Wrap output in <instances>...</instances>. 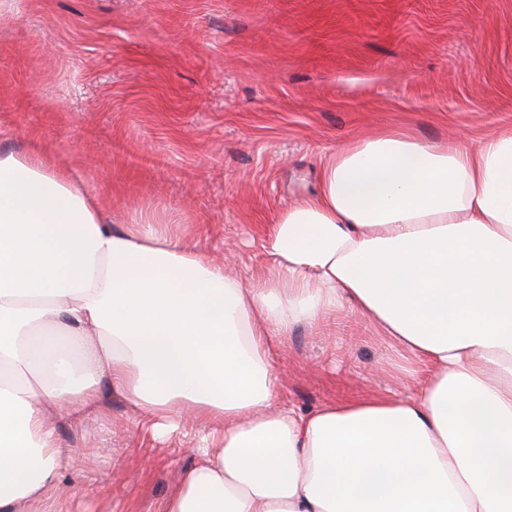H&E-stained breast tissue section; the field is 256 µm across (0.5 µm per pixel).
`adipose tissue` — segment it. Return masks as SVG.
<instances>
[{
  "mask_svg": "<svg viewBox=\"0 0 512 512\" xmlns=\"http://www.w3.org/2000/svg\"><path fill=\"white\" fill-rule=\"evenodd\" d=\"M254 283L37 153H0V512H43L57 424L131 403L196 428L165 512H512V127L477 148L386 130L329 154ZM348 308L430 364L420 389L302 411L278 337Z\"/></svg>",
  "mask_w": 512,
  "mask_h": 512,
  "instance_id": "1",
  "label": "adipose tissue"
}]
</instances>
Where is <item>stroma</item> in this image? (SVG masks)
I'll use <instances>...</instances> for the list:
<instances>
[{
  "mask_svg": "<svg viewBox=\"0 0 512 512\" xmlns=\"http://www.w3.org/2000/svg\"><path fill=\"white\" fill-rule=\"evenodd\" d=\"M512 127V0H15L0 9V152L36 150L101 196L114 229L154 213L243 282L325 154L384 129L470 146ZM303 410L430 377L356 314L272 356ZM58 435L87 464L68 512H164L198 461L123 398Z\"/></svg>",
  "mask_w": 512,
  "mask_h": 512,
  "instance_id": "1",
  "label": "stroma"
}]
</instances>
